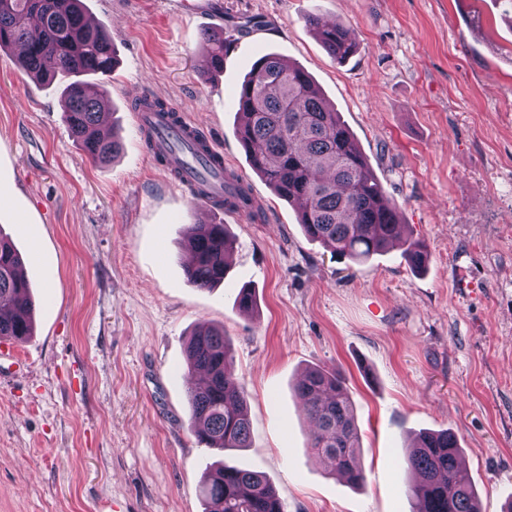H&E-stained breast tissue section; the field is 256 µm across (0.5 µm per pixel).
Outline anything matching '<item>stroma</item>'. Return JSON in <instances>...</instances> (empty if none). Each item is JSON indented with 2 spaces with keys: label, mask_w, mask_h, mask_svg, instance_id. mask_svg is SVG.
I'll return each mask as SVG.
<instances>
[{
  "label": "stroma",
  "mask_w": 512,
  "mask_h": 512,
  "mask_svg": "<svg viewBox=\"0 0 512 512\" xmlns=\"http://www.w3.org/2000/svg\"><path fill=\"white\" fill-rule=\"evenodd\" d=\"M116 66L91 79L122 140L87 157L46 84L0 50V233L38 303L25 342L0 341V512H204L218 462L262 472L287 512H410L408 440L449 429L482 512L512 501V23L503 0H84ZM358 48L332 59L307 12ZM229 36L203 78L204 32ZM304 69L340 113L401 223L428 253L353 267L309 241L295 206L255 174L237 92L259 57ZM195 119L264 215L206 214L147 152L130 92ZM226 224L230 270L213 291L186 277L190 225ZM254 288L255 312L237 294ZM223 329L251 422L225 453L188 428L186 344ZM371 364L367 379L360 361ZM312 366L336 370L355 403L365 486L309 449L294 393Z\"/></svg>",
  "instance_id": "obj_1"
}]
</instances>
